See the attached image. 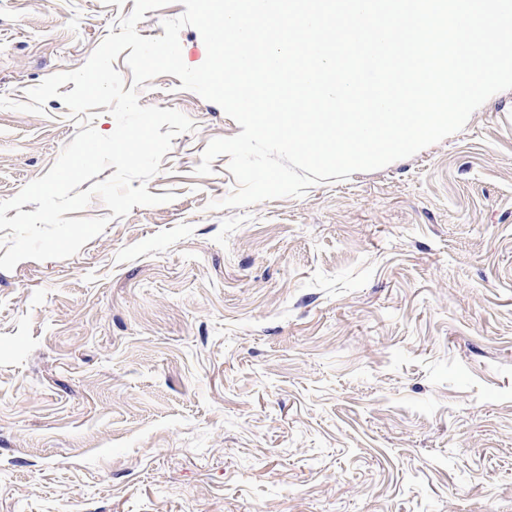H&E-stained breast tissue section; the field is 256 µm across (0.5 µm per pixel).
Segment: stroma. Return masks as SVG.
I'll return each instance as SVG.
<instances>
[{"label":"stroma","mask_w":512,"mask_h":512,"mask_svg":"<svg viewBox=\"0 0 512 512\" xmlns=\"http://www.w3.org/2000/svg\"><path fill=\"white\" fill-rule=\"evenodd\" d=\"M135 0H0V96L82 67ZM195 124L70 258L0 270V512H512V89L415 155L246 208ZM78 128L0 109V200Z\"/></svg>","instance_id":"stroma-1"}]
</instances>
